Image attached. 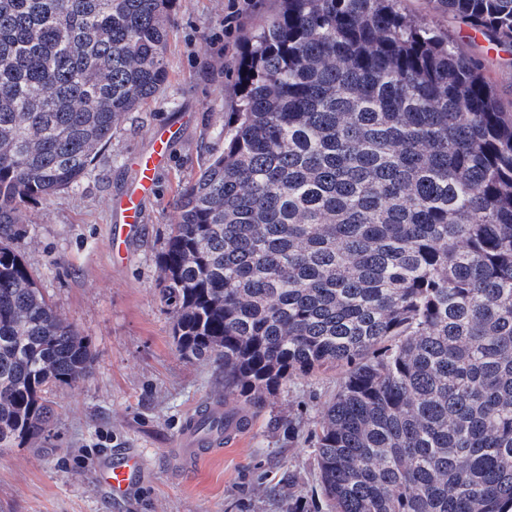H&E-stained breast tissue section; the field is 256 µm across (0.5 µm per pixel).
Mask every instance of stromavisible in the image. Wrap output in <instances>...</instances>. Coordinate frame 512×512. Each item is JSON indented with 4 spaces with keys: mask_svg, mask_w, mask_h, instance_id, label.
<instances>
[{
    "mask_svg": "<svg viewBox=\"0 0 512 512\" xmlns=\"http://www.w3.org/2000/svg\"><path fill=\"white\" fill-rule=\"evenodd\" d=\"M228 5L176 0L165 88L123 118L89 176L60 197L29 205L14 227L11 248L60 318L89 342L95 372L52 388L54 416L37 446L0 448V512H287L292 494L322 512L311 441L341 367L293 379L268 397L223 453L185 469L171 454L184 419L201 402L219 398L243 409L224 391L222 364L177 352L157 290L159 256L178 220L174 201L209 158L223 153L240 51L248 32L279 7L278 0H253L228 32ZM398 8L447 34L480 66L503 109H512V45L489 39L433 0H399ZM163 126L175 138L146 205L147 222L126 254L111 253V204L134 180L135 156ZM113 448L147 452V481L123 506L96 479L103 452Z\"/></svg>",
    "mask_w": 512,
    "mask_h": 512,
    "instance_id": "1",
    "label": "stroma"
}]
</instances>
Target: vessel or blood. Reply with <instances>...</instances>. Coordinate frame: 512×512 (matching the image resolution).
Masks as SVG:
<instances>
[{
  "mask_svg": "<svg viewBox=\"0 0 512 512\" xmlns=\"http://www.w3.org/2000/svg\"><path fill=\"white\" fill-rule=\"evenodd\" d=\"M172 131L162 128L153 135L149 153L134 162L136 180L112 204L113 225L109 244L112 252L122 253L130 237L146 222L145 199L154 194L156 176L169 162V142ZM238 414L225 409L221 400L205 402L183 424L177 440L176 454L183 463L222 452L225 442L242 431ZM146 455L138 449H115L102 457L98 464V479L115 502L128 501L146 479Z\"/></svg>",
  "mask_w": 512,
  "mask_h": 512,
  "instance_id": "1",
  "label": "vessel or blood"
}]
</instances>
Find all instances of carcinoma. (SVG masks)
<instances>
[{
  "instance_id": "carcinoma-1",
  "label": "carcinoma",
  "mask_w": 512,
  "mask_h": 512,
  "mask_svg": "<svg viewBox=\"0 0 512 512\" xmlns=\"http://www.w3.org/2000/svg\"><path fill=\"white\" fill-rule=\"evenodd\" d=\"M175 202L158 291L180 355L258 413L345 367L314 454L327 512H512V113L395 0H281ZM512 44V0H438ZM171 0H0V448L95 359L7 244L168 82Z\"/></svg>"
}]
</instances>
